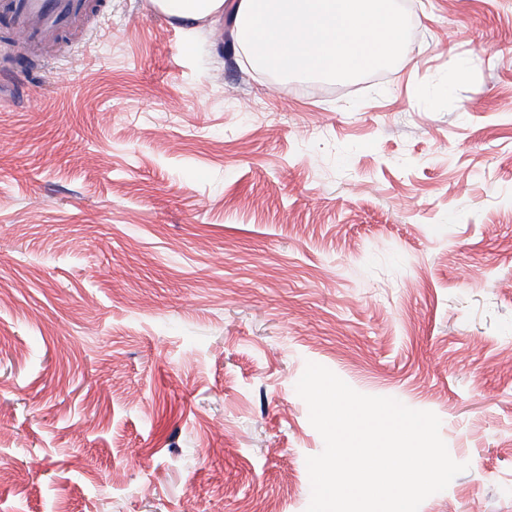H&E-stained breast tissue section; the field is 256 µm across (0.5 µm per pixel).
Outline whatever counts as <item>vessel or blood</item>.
<instances>
[{
    "label": "vessel or blood",
    "instance_id": "vessel-or-blood-1",
    "mask_svg": "<svg viewBox=\"0 0 512 512\" xmlns=\"http://www.w3.org/2000/svg\"><path fill=\"white\" fill-rule=\"evenodd\" d=\"M94 12L91 0H0V23L34 45L76 31Z\"/></svg>",
    "mask_w": 512,
    "mask_h": 512
}]
</instances>
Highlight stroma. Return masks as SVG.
<instances>
[{
	"label": "stroma",
	"mask_w": 512,
	"mask_h": 512,
	"mask_svg": "<svg viewBox=\"0 0 512 512\" xmlns=\"http://www.w3.org/2000/svg\"><path fill=\"white\" fill-rule=\"evenodd\" d=\"M0 28V512H306V363L435 413L419 512H512V0L282 78L148 0Z\"/></svg>",
	"instance_id": "obj_1"
}]
</instances>
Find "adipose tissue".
<instances>
[{"label":"adipose tissue","mask_w":512,"mask_h":512,"mask_svg":"<svg viewBox=\"0 0 512 512\" xmlns=\"http://www.w3.org/2000/svg\"><path fill=\"white\" fill-rule=\"evenodd\" d=\"M189 24L231 12L237 43L278 73L351 77L397 55L403 24L381 0H155Z\"/></svg>","instance_id":"ef3b65f1"}]
</instances>
